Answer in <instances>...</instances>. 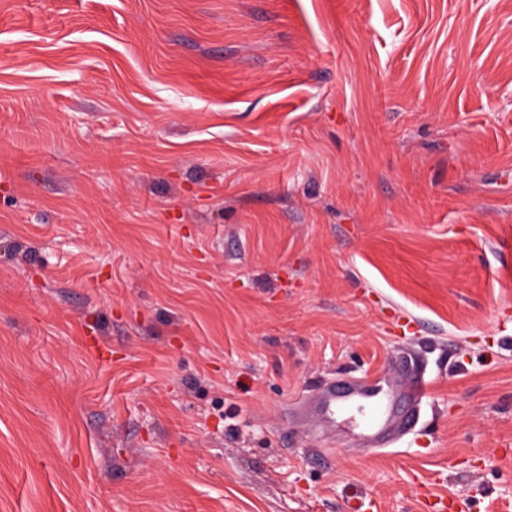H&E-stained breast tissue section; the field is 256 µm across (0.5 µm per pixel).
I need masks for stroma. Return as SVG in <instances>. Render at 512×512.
Wrapping results in <instances>:
<instances>
[{"instance_id":"1","label":"stroma","mask_w":512,"mask_h":512,"mask_svg":"<svg viewBox=\"0 0 512 512\" xmlns=\"http://www.w3.org/2000/svg\"><path fill=\"white\" fill-rule=\"evenodd\" d=\"M441 495L512 512V0H0V512ZM425 386L423 375H419L414 386L410 381L405 386L388 385L385 380L371 384L343 383L337 387L333 383L310 403V411L319 425L335 429L336 423L352 418L354 409H367L368 417L353 431L368 441L370 448H385L396 434L411 424ZM403 402L408 405L404 406ZM338 417L343 420L338 421Z\"/></svg>"}]
</instances>
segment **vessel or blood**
<instances>
[{
  "instance_id": "1",
  "label": "vessel or blood",
  "mask_w": 512,
  "mask_h": 512,
  "mask_svg": "<svg viewBox=\"0 0 512 512\" xmlns=\"http://www.w3.org/2000/svg\"><path fill=\"white\" fill-rule=\"evenodd\" d=\"M425 386L422 379L405 386L384 381L332 384L311 403L310 411L318 424L332 429L338 419H351L353 410H368V417L356 427L355 433L368 441L371 448L380 449L411 424L415 416L413 407L423 397Z\"/></svg>"
}]
</instances>
